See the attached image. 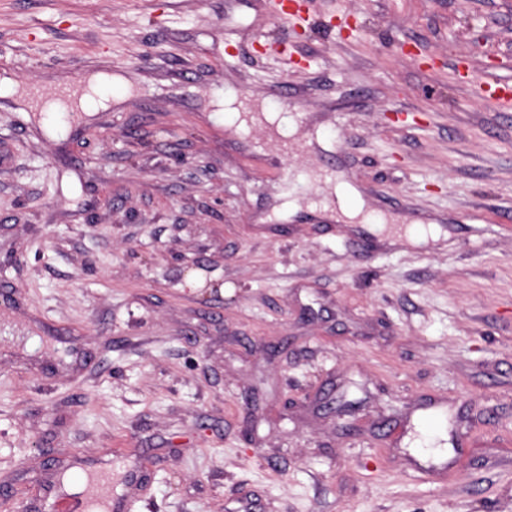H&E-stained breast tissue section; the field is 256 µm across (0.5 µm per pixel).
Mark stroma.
I'll return each instance as SVG.
<instances>
[{"label":"stroma","instance_id":"stroma-1","mask_svg":"<svg viewBox=\"0 0 512 512\" xmlns=\"http://www.w3.org/2000/svg\"><path fill=\"white\" fill-rule=\"evenodd\" d=\"M299 4L0 0V512H512V0ZM0 92L1 94H19L21 97H26V99L29 101L30 108L33 111L46 112L47 110L57 109L59 106V102H42V104L37 102L34 97V93L21 91L20 94L17 83L8 77H4L0 80Z\"/></svg>","mask_w":512,"mask_h":512}]
</instances>
